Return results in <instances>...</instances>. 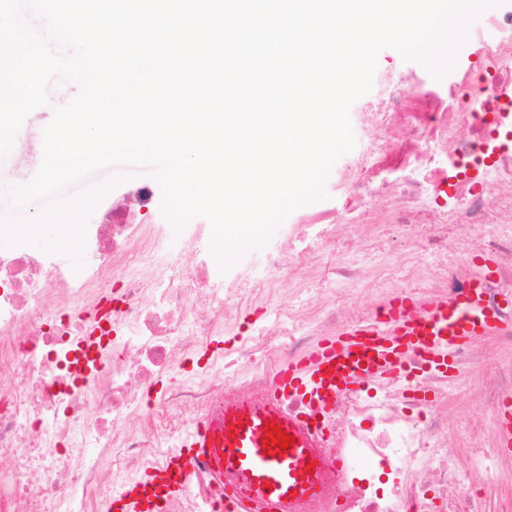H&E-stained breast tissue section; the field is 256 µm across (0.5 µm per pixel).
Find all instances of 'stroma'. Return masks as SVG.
<instances>
[{"label":"stroma","instance_id":"stroma-1","mask_svg":"<svg viewBox=\"0 0 512 512\" xmlns=\"http://www.w3.org/2000/svg\"><path fill=\"white\" fill-rule=\"evenodd\" d=\"M377 75H391L396 81L425 92L447 85V78H435L425 66L404 59L391 48L378 56ZM74 81L51 82L47 102L31 111L14 137L10 152L0 158V226L20 224L40 225L38 235L25 239V249L36 256L51 255L55 259H68L77 253L75 242L58 243L54 224L48 223L49 215L61 210L55 198H40L23 207H16L11 191L14 187L30 183L38 173L44 158L43 130L52 121L58 108L68 104L79 92ZM111 184L102 201L105 205L120 204L130 210L134 223L157 224L165 216L161 204L139 207L136 192L140 186L155 185L156 179L150 168L118 164L105 172ZM501 410L489 404L479 390L478 382H471L466 392L448 391V434L453 437L459 450H466L472 438L489 442L498 439Z\"/></svg>","mask_w":512,"mask_h":512}]
</instances>
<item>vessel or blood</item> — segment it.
Here are the masks:
<instances>
[{"instance_id":"b4317fda","label":"vessel or blood","mask_w":512,"mask_h":512,"mask_svg":"<svg viewBox=\"0 0 512 512\" xmlns=\"http://www.w3.org/2000/svg\"><path fill=\"white\" fill-rule=\"evenodd\" d=\"M484 278V272H477L466 293L445 299L392 300L376 325L340 333L302 362L282 369L270 402L226 407L194 426L185 447L194 458L215 459L225 487L246 488L252 498L266 503V512H287L289 505L317 496L325 469L318 450L325 436L288 409L285 398L313 402L355 389L367 377L397 376L415 355L427 356L431 367L448 372L455 348L505 327L483 303ZM268 421L295 438L284 456L263 449Z\"/></svg>"}]
</instances>
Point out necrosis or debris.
Returning a JSON list of instances; mask_svg holds the SVG:
<instances>
[{
  "mask_svg": "<svg viewBox=\"0 0 512 512\" xmlns=\"http://www.w3.org/2000/svg\"><path fill=\"white\" fill-rule=\"evenodd\" d=\"M470 42L480 75L458 72L423 111L398 88L352 113L367 149L340 167L335 199L298 215L265 252L276 281L222 272L200 224L183 229L195 255L184 267L168 225L112 209L75 227L80 265L0 255V512H100L137 481L163 512H227L209 466L172 468L183 436L224 405L264 402L282 365L372 324L383 305L368 289L460 294L481 253L496 265L485 303L511 322L501 299L512 292V151L494 153L491 136L512 97V0ZM391 249L400 261L384 258ZM282 332L288 345L275 341ZM220 333V371L153 398L161 377L207 356ZM452 358L454 379L415 364L337 398L326 420L347 479L301 512H488L477 484L495 480L500 448L469 446L464 470L448 438V386L465 389L480 355L467 344ZM175 480L187 485L176 498Z\"/></svg>",
  "mask_w": 512,
  "mask_h": 512,
  "instance_id": "1",
  "label": "necrosis or debris"
}]
</instances>
